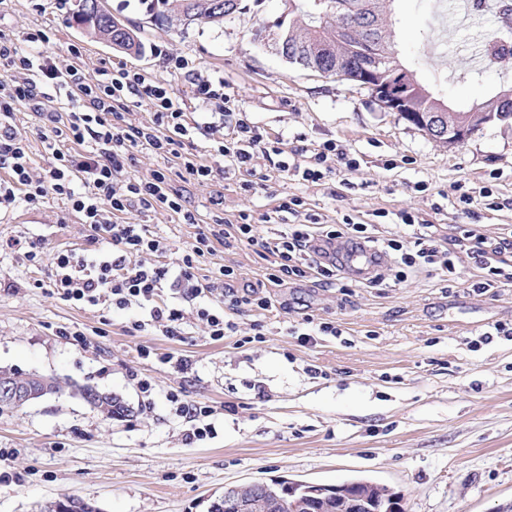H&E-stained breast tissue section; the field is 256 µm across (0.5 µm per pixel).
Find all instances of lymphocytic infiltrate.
Masks as SVG:
<instances>
[{
    "label": "lymphocytic infiltrate",
    "instance_id": "f902f5d3",
    "mask_svg": "<svg viewBox=\"0 0 512 512\" xmlns=\"http://www.w3.org/2000/svg\"><path fill=\"white\" fill-rule=\"evenodd\" d=\"M41 79L55 83L67 97L79 100L80 108L64 114L56 112L39 96L37 82ZM194 96L213 108L206 125L190 120L168 87L144 73L119 66L91 84L80 67L59 69L50 59L25 55L12 40L0 36V170L8 173L7 179H0V210L21 200L35 203L53 194L67 200L78 215L98 256L92 259L72 250L53 255L51 286L60 299L113 310L133 305L145 308L149 321H131L130 332L143 331L153 324L161 327L164 335L178 338L184 334L185 303L206 292L218 297L219 302L198 308L196 316L205 323L208 336L219 341L236 330L226 310L265 311L271 301L257 293L236 295L235 265H219L204 283L196 277L198 265L215 254L217 245L230 248L258 242L271 258L266 273L268 286L279 288L302 278L334 285L335 271L325 265L313 244V228L319 225L320 217L304 213L301 197L283 196L276 198L272 209L262 217L242 211L229 219L218 213L224 205V194L216 191L211 195L214 211L209 222H200L197 212L185 206L180 189L164 172L155 170L142 178L130 177L133 149L141 146L167 157L185 183L210 185L223 181L227 173L238 174L240 188L246 192L269 190L276 173L316 183L333 173L337 163L352 169L357 161L332 140L291 145L271 137L255 126L247 113L237 112L231 96L215 90L209 81H197ZM137 98L150 103L149 121L128 120V111ZM22 106L45 120L55 144L47 167L38 174L32 169L26 141L13 123ZM202 127L213 135L206 162L193 151L194 136ZM65 141L87 146V154L76 159L62 149ZM262 156L275 157L273 173L257 170L256 160ZM158 207L177 215L182 223L201 226L193 243L172 262L166 259L169 246L162 237L127 220L132 211ZM261 220L280 221L288 224L289 230L274 241H259L257 223ZM416 245L411 251L399 240L387 242L390 250L399 253L401 264L409 268L433 265L449 273L457 254L463 253L483 270L486 287L512 281V232L489 245L472 230L450 245L424 232ZM148 255L153 256V263H145ZM167 286L177 291L181 304L160 302V292Z\"/></svg>",
    "mask_w": 512,
    "mask_h": 512
}]
</instances>
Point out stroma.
<instances>
[{
  "mask_svg": "<svg viewBox=\"0 0 512 512\" xmlns=\"http://www.w3.org/2000/svg\"><path fill=\"white\" fill-rule=\"evenodd\" d=\"M458 0H393L391 20L403 63L432 95L454 109H470L512 86V60L474 59L479 32L494 29L486 12L458 26L455 44H436L447 5ZM222 24L190 27L157 23L146 0H104L144 45L130 54L97 39L73 19L76 0H0V35L24 51L50 55L58 68L82 47L88 82L101 69L124 65L173 89L192 119L205 122L194 82H223L225 93L251 122L273 136L335 140L358 164L338 165L311 183L279 179L281 195L301 197L327 223L343 217L366 223L371 251L405 234L396 214L431 224L451 239L475 225L487 239L512 229V207L474 204L457 212V188L487 187L493 200H512V119L486 125L448 148L383 107L358 83L323 78L277 54L270 35L285 0H242ZM44 31L48 43L28 37ZM188 60L171 70L165 55ZM173 248L195 239L200 227L155 209L132 212ZM39 239L45 255L89 249L83 224L65 200L50 195L0 212V238ZM352 241H336L340 287L314 280L270 289L266 311L233 317L236 335L211 340L189 317L184 339L126 326L145 310L79 306L49 288L51 267L19 253L0 254V367L55 377L58 394L0 415V512H39L46 502L74 495L100 512H208L225 487L277 477L321 484L365 478L398 493L404 512H501L512 505V335L483 340L494 324L512 328V283L482 289V272L460 255L453 273L432 266L400 271L393 257L376 267L373 283L349 264ZM239 269L238 293L263 281L267 262L259 246L217 250L198 278L217 263ZM340 325L339 336L304 345L292 328L306 320ZM262 321L265 336L252 340ZM84 332L75 345L66 329ZM154 349L140 358V347ZM170 354L188 360L187 372L157 362ZM150 378L143 396L132 374ZM82 387L119 396L131 410L103 417L79 395ZM183 388L186 400L214 409V433L189 443L190 424L166 395Z\"/></svg>",
  "mask_w": 512,
  "mask_h": 512,
  "instance_id": "stroma-1",
  "label": "stroma"
}]
</instances>
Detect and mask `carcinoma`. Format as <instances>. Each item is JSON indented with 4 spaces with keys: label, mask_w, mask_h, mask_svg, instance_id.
<instances>
[{
    "label": "carcinoma",
    "mask_w": 512,
    "mask_h": 512,
    "mask_svg": "<svg viewBox=\"0 0 512 512\" xmlns=\"http://www.w3.org/2000/svg\"><path fill=\"white\" fill-rule=\"evenodd\" d=\"M85 2V8L76 11L77 24L120 49L134 54L141 52V40L112 18L102 0ZM240 2L224 0V12L216 14L209 11L207 0H151L150 11L158 20L174 17L184 27L200 20L222 24L224 17L239 9ZM292 2L293 11L299 13V18L284 28L281 22L275 23L282 36L288 37L289 61L325 78L350 77L362 65L376 63L384 78L408 92L417 108L431 111L437 107L438 100L418 82L413 71L400 63L389 25L376 28L364 16L342 18L330 12L328 5L338 0H310L307 10L298 4V0ZM78 392L108 419L129 416V409L116 395L96 392L89 387L80 388Z\"/></svg>",
    "instance_id": "obj_1"
}]
</instances>
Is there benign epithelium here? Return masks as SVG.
Wrapping results in <instances>:
<instances>
[{"instance_id":"1","label":"benign epithelium","mask_w":512,"mask_h":512,"mask_svg":"<svg viewBox=\"0 0 512 512\" xmlns=\"http://www.w3.org/2000/svg\"><path fill=\"white\" fill-rule=\"evenodd\" d=\"M379 71L364 67L357 80L372 89L383 106L392 112H417L415 120L433 140L449 147L466 141L478 128L495 121L493 115L479 112L468 119L460 118L451 108L442 105L432 111H416L410 99L397 86L378 79ZM40 398V394L9 377H0V400L25 406ZM367 482H345L338 485L313 483L288 484V512H312V504L321 502L328 507L336 504V512H377L387 506L393 512H403L399 496L379 499L365 492ZM224 507V512H278L279 504L268 495L267 484L253 483L245 487L228 486L224 495L212 507Z\"/></svg>"}]
</instances>
